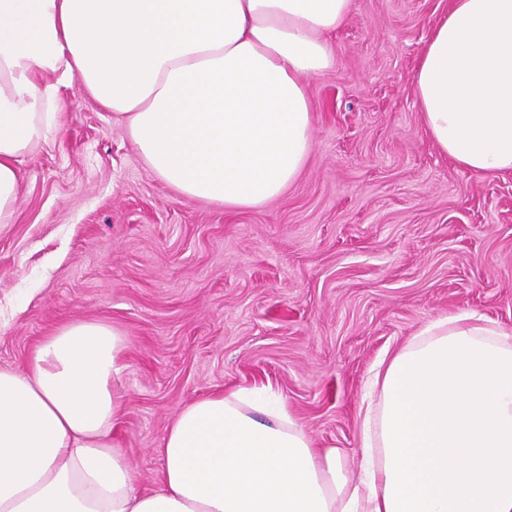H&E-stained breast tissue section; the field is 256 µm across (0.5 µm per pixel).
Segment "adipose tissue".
Here are the masks:
<instances>
[{
    "label": "adipose tissue",
    "mask_w": 512,
    "mask_h": 512,
    "mask_svg": "<svg viewBox=\"0 0 512 512\" xmlns=\"http://www.w3.org/2000/svg\"><path fill=\"white\" fill-rule=\"evenodd\" d=\"M352 0H0V227L20 205L19 165L59 130L79 80L128 131L145 164L190 201L231 211L272 201L313 151L311 79ZM422 123L474 174L512 171V0H451L416 67ZM512 351V332L467 310L429 321L404 352L454 333ZM126 335L77 320L23 369L0 368V512H387L378 397H364L363 457L315 447L269 387L187 404L147 492L117 443Z\"/></svg>",
    "instance_id": "ef3b65f1"
}]
</instances>
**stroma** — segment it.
<instances>
[{"label": "stroma", "instance_id": "1", "mask_svg": "<svg viewBox=\"0 0 512 512\" xmlns=\"http://www.w3.org/2000/svg\"><path fill=\"white\" fill-rule=\"evenodd\" d=\"M448 7L353 0L333 68L309 83L303 174L245 211L165 185L72 81L0 229V367H23L71 320L124 330L116 440L143 492L179 411L237 387L272 386L316 447L343 449L357 470L363 386L384 352L463 310L512 329V173L454 165L414 92Z\"/></svg>", "mask_w": 512, "mask_h": 512}]
</instances>
